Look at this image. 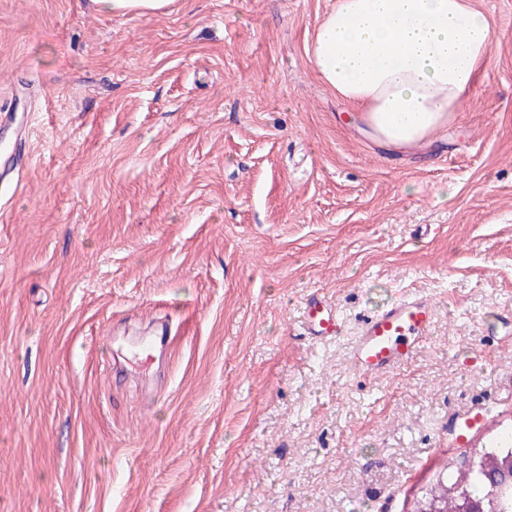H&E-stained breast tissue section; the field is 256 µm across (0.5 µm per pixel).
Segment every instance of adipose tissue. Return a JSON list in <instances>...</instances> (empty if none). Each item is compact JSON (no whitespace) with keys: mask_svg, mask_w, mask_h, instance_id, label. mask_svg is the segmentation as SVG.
<instances>
[{"mask_svg":"<svg viewBox=\"0 0 512 512\" xmlns=\"http://www.w3.org/2000/svg\"><path fill=\"white\" fill-rule=\"evenodd\" d=\"M493 40L471 0H336L307 53L378 141L411 148L464 111Z\"/></svg>","mask_w":512,"mask_h":512,"instance_id":"ef3b65f1","label":"adipose tissue"}]
</instances>
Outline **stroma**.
Listing matches in <instances>:
<instances>
[{
	"mask_svg": "<svg viewBox=\"0 0 512 512\" xmlns=\"http://www.w3.org/2000/svg\"><path fill=\"white\" fill-rule=\"evenodd\" d=\"M472 2L489 67L400 155L309 61L336 0H0V512H412L456 419L512 430V0ZM410 291L429 340L360 376ZM162 323L153 365L113 339ZM99 11L114 16L158 17L168 13L173 0H91ZM304 316L308 336L328 339L338 336L341 332L342 318L339 311L319 291L306 298ZM434 304L407 295L368 316L353 347L354 367L363 375L384 376L408 364L417 347L430 337Z\"/></svg>",
	"mask_w": 512,
	"mask_h": 512,
	"instance_id": "obj_1",
	"label": "stroma"
}]
</instances>
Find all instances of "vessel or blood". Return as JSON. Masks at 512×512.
Returning a JSON list of instances; mask_svg holds the SVG:
<instances>
[{
    "label": "vessel or blood",
    "instance_id": "1",
    "mask_svg": "<svg viewBox=\"0 0 512 512\" xmlns=\"http://www.w3.org/2000/svg\"><path fill=\"white\" fill-rule=\"evenodd\" d=\"M308 335L318 339L338 336L342 318L323 293L310 294L304 303ZM435 318L432 301L411 294L368 316L353 347V362L363 375H386L408 364L430 335Z\"/></svg>",
    "mask_w": 512,
    "mask_h": 512
}]
</instances>
